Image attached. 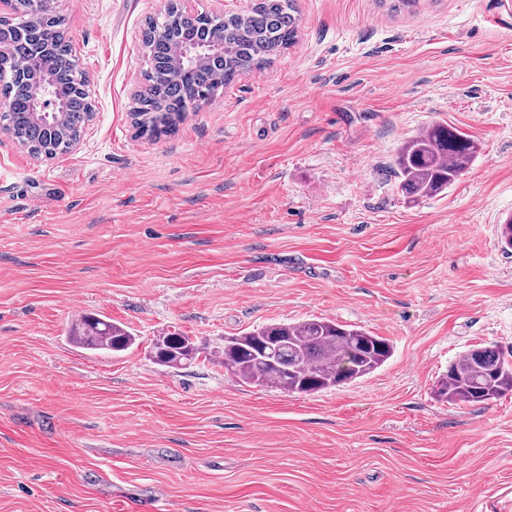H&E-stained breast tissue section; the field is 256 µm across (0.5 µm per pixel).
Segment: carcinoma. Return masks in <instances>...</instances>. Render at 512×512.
I'll use <instances>...</instances> for the list:
<instances>
[{
    "label": "carcinoma",
    "instance_id": "obj_1",
    "mask_svg": "<svg viewBox=\"0 0 512 512\" xmlns=\"http://www.w3.org/2000/svg\"><path fill=\"white\" fill-rule=\"evenodd\" d=\"M299 18L294 0H259L249 12L212 16L198 13L194 22L183 20L178 5L169 6L167 25L151 22L143 36L152 66L138 94L132 120L140 135L158 138L210 99L215 91L233 82L242 72L272 62L297 38ZM24 59L28 36L15 28L0 32ZM224 39V52L201 59L189 74L176 68L173 47L215 37ZM56 81L69 90L65 111L57 125L39 127L31 121L33 104L18 103L0 113V128L17 136L28 153L53 158L67 152L90 121V106L83 71L72 58L64 37L52 45ZM14 58L0 57V94L14 95L10 70ZM477 153L475 140L462 130L435 122L405 140L394 160L399 186L412 201L439 195L468 169ZM69 340L90 351L120 352L135 337L112 319L84 314L66 328ZM155 358L169 367L191 364L199 347L189 336L171 334L155 342ZM393 346L361 327L332 320L310 319L273 323L224 338V346L211 352L238 382L266 386L292 394H313L364 378L384 365ZM512 392V347L492 344L465 351L438 381L436 396L450 404H477Z\"/></svg>",
    "mask_w": 512,
    "mask_h": 512
}]
</instances>
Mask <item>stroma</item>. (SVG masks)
Wrapping results in <instances>:
<instances>
[{
    "mask_svg": "<svg viewBox=\"0 0 512 512\" xmlns=\"http://www.w3.org/2000/svg\"><path fill=\"white\" fill-rule=\"evenodd\" d=\"M296 0L297 39L170 135H136L142 32L169 0H53L94 117L33 158L0 130V512H512V393L438 380L512 346V0ZM445 122L479 145L410 202L402 143ZM97 313L126 351L68 342ZM312 318L390 340L340 388L251 387L210 359ZM178 333L203 356L157 364ZM436 396L449 404H477L512 392V346L465 351L438 381Z\"/></svg>",
    "mask_w": 512,
    "mask_h": 512,
    "instance_id": "1",
    "label": "stroma"
}]
</instances>
